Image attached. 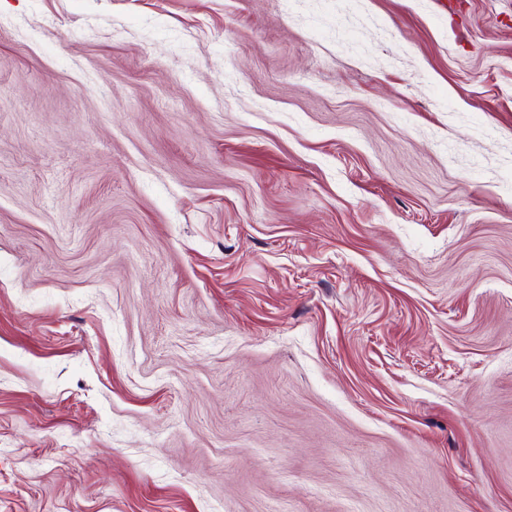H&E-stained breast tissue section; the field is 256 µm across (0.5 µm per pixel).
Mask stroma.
I'll return each instance as SVG.
<instances>
[{
    "mask_svg": "<svg viewBox=\"0 0 512 512\" xmlns=\"http://www.w3.org/2000/svg\"><path fill=\"white\" fill-rule=\"evenodd\" d=\"M0 512H512V0H0Z\"/></svg>",
    "mask_w": 512,
    "mask_h": 512,
    "instance_id": "35a3bbf8",
    "label": "stroma"
}]
</instances>
